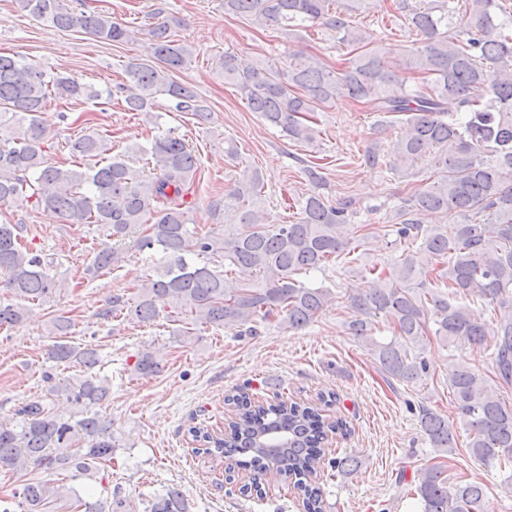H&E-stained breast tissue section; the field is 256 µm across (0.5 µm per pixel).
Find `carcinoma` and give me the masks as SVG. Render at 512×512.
Segmentation results:
<instances>
[{"label":"carcinoma","instance_id":"carcinoma-1","mask_svg":"<svg viewBox=\"0 0 512 512\" xmlns=\"http://www.w3.org/2000/svg\"><path fill=\"white\" fill-rule=\"evenodd\" d=\"M224 0V13L250 17L258 24H303L319 21L350 48L346 66L333 68L301 51L291 52L282 68L244 62L224 55V82L238 90L252 112L298 142L313 140L309 115L336 99L373 100L378 110L405 116L400 132L387 148L363 154L370 169L385 168L401 177L416 160L432 157L436 180L394 208L392 224H361L347 235L345 224L356 209L346 197L332 201L321 168L308 165L303 175L314 187L287 224H268L249 208L261 196L263 181L256 170H243L224 198L209 204L221 218L224 208L242 207L239 223L217 234L199 236L190 229L191 205L185 201L199 168V159L170 130L153 138L144 150L152 163L146 175L124 155H110L97 132L70 143L73 157L94 159L91 168H66L45 157L50 139L38 119L48 100L102 97L103 91L63 75L47 73L16 56L0 54V205L35 203L50 217L71 224H99L107 236L124 240L147 225L137 248L159 253L164 262L156 275L138 285L132 296L114 293L97 316H125L146 324L168 310L167 319L219 329L245 328L250 335L273 323L299 330L313 322L333 300L326 288H312L303 277L332 263L356 261L371 241L385 240L400 249L390 263L373 261L361 268L364 286L351 296L350 334L368 346L380 372L403 385L417 384L428 373L425 358L411 348L433 338L439 343L484 345L492 350L493 370L500 383L512 384V12L503 0H465L458 11L449 0H430L407 14L420 36L406 60V69L428 79L413 86L391 70L367 32L357 26L356 12L367 0ZM21 10L62 30H80L108 42H128L134 31L91 9L75 11L66 0H18ZM171 16L150 31L151 58L127 63L129 83L115 87L129 112H149L155 98L166 95L174 110L201 124L209 109L190 85L174 80L192 49L172 39ZM457 101L459 116L448 117V99ZM458 211L463 222L442 229L423 227L417 212ZM23 226L0 224V286L10 300L0 301V329L23 322L27 302H45L56 291L51 274L54 258L22 244ZM118 262L117 251L96 250L86 274L94 277ZM442 265L441 282H428L425 270ZM235 283H230L229 279ZM475 297L497 305L502 314L488 325L458 297ZM391 321L387 342L372 335L373 321ZM72 322L60 316L50 332L61 337L51 350L58 363L76 362L87 375L57 380L46 377L49 392L63 397L68 412L51 411L38 400L18 410L14 424H0V472L29 474L34 470L69 471L72 478L97 473L112 460V423L93 408L105 401L109 387L92 370L99 357L93 348L63 342ZM139 376H151L161 363L149 350L136 355ZM457 400L460 427L474 458L512 470V405L486 381L457 364L448 374ZM230 406L222 436L192 428L195 452L210 460L253 468L265 475L276 468L294 479L306 512H324L317 482L324 465L344 470L354 459L326 460L329 437L344 433L346 423L324 414L329 405L301 401L256 404L246 394L227 395ZM418 418L432 447H456L457 427L428 406ZM69 446V456L52 449ZM420 512H488L487 496L477 481L451 484L444 468L431 465L418 474ZM12 499L20 512H48L59 500L103 512L82 502L78 491L38 476L22 480ZM150 512H188L183 493L172 488L155 499Z\"/></svg>","mask_w":512,"mask_h":512}]
</instances>
